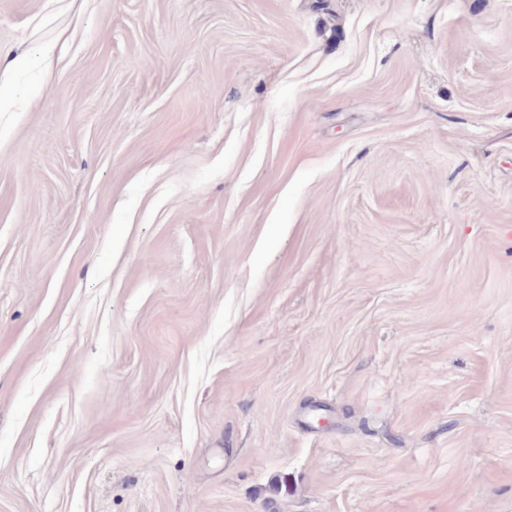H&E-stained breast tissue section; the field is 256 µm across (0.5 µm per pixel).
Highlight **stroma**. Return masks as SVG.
I'll return each instance as SVG.
<instances>
[{
    "label": "stroma",
    "instance_id": "35a3bbf8",
    "mask_svg": "<svg viewBox=\"0 0 512 512\" xmlns=\"http://www.w3.org/2000/svg\"><path fill=\"white\" fill-rule=\"evenodd\" d=\"M0 512H512V0H0Z\"/></svg>",
    "mask_w": 512,
    "mask_h": 512
}]
</instances>
